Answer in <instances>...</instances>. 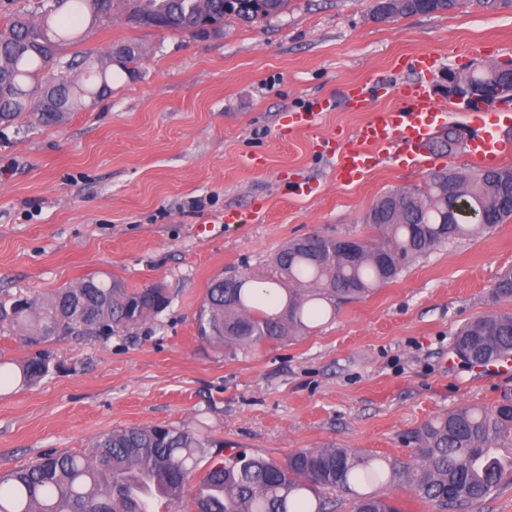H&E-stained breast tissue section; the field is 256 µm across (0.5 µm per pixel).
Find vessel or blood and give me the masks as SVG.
Here are the masks:
<instances>
[{"label":"vessel or blood","instance_id":"vessel-or-blood-1","mask_svg":"<svg viewBox=\"0 0 512 512\" xmlns=\"http://www.w3.org/2000/svg\"><path fill=\"white\" fill-rule=\"evenodd\" d=\"M400 95L406 106L376 108L364 86L349 87L351 105L368 118L357 129L354 146L336 154V176L343 184L361 180L378 163L381 153L394 148L411 164H422L433 130L445 123L448 115L437 108L432 89L424 84L403 86ZM469 152L480 163L489 164L512 154V143L486 132L472 142Z\"/></svg>","mask_w":512,"mask_h":512}]
</instances>
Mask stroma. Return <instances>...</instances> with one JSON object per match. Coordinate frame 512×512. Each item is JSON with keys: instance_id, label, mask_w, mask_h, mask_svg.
<instances>
[{"instance_id": "1", "label": "stroma", "mask_w": 512, "mask_h": 512, "mask_svg": "<svg viewBox=\"0 0 512 512\" xmlns=\"http://www.w3.org/2000/svg\"><path fill=\"white\" fill-rule=\"evenodd\" d=\"M372 4L288 0L278 16L228 18L198 36L118 11L63 47L66 58L129 41L147 51L67 122L0 128V295L43 296L95 276L165 289L170 304L109 337L54 339L47 376L1 384L0 474L154 425L223 439L228 453L282 460L335 445L409 463V432L512 398V376L452 352L463 324L512 312V298L489 297L512 267V217L438 247L364 298L324 307L289 340L243 351L197 337L213 278L280 282L273 257L289 241L369 237L375 199L423 186L429 169L400 158L360 182L337 180L330 147L351 145L366 118L347 106L350 85L397 107L398 87L420 78L413 56L435 58L430 85L445 69L512 57V9L379 22ZM311 110L313 124L300 123ZM449 121L512 139L511 103ZM228 209L241 222L225 223Z\"/></svg>"}]
</instances>
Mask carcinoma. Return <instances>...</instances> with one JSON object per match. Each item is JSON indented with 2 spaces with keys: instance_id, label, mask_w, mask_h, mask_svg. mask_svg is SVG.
<instances>
[{
  "instance_id": "carcinoma-1",
  "label": "carcinoma",
  "mask_w": 512,
  "mask_h": 512,
  "mask_svg": "<svg viewBox=\"0 0 512 512\" xmlns=\"http://www.w3.org/2000/svg\"><path fill=\"white\" fill-rule=\"evenodd\" d=\"M66 25L53 21V9L37 18H17L0 29V122L25 114L51 126L64 122L85 98L111 91L112 71L101 69L99 83L83 88L61 76L36 85L40 72L54 66L69 72L82 62L62 60V46L77 40L76 29L112 18L113 0H71ZM128 19L160 31L199 33L208 23L221 29L224 18L244 23L281 14L288 0H124ZM470 9H512V0H470ZM458 10L457 0H391L374 5V18L388 21ZM142 46L128 42L113 50L121 68L140 58ZM512 184V167L432 171L424 188L389 191L372 204L364 224L374 238L357 240L356 254L342 252L336 239L319 236L290 241L276 258L288 283L282 308L266 302L235 275L210 282L197 316L199 337L220 347L248 348L289 339L307 327L322 304L361 298L394 279L404 267L442 243L480 228L449 215V201L492 214V228L512 216L498 207L502 188ZM495 298L512 297V268L496 277ZM170 300L162 288L129 290L117 281L82 279L44 297H0V332L15 335L32 349L18 370L0 359L3 379L30 385L50 370L43 345L69 336L127 328L163 312ZM459 359L485 366L512 356V313H492L460 327L453 339ZM417 447L413 463L383 462L334 445L295 451L286 460L222 455L224 444L189 429L132 426L102 434L89 455L46 454L35 463L0 477V512H157L183 499L193 485L191 512H331L323 492L353 494L352 512H401L388 497L359 493L360 483H398L437 512L476 507L512 484V403L494 409L461 407L411 432ZM208 466L191 481L203 459Z\"/></svg>"
}]
</instances>
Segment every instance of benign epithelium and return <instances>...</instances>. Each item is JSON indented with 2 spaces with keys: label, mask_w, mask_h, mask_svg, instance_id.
Instances as JSON below:
<instances>
[{
  "label": "benign epithelium",
  "mask_w": 512,
  "mask_h": 512,
  "mask_svg": "<svg viewBox=\"0 0 512 512\" xmlns=\"http://www.w3.org/2000/svg\"><path fill=\"white\" fill-rule=\"evenodd\" d=\"M489 70V77L476 82L471 74L449 68L440 75L436 87L461 112L512 103V59L495 62L489 65Z\"/></svg>",
  "instance_id": "benign-epithelium-1"
}]
</instances>
